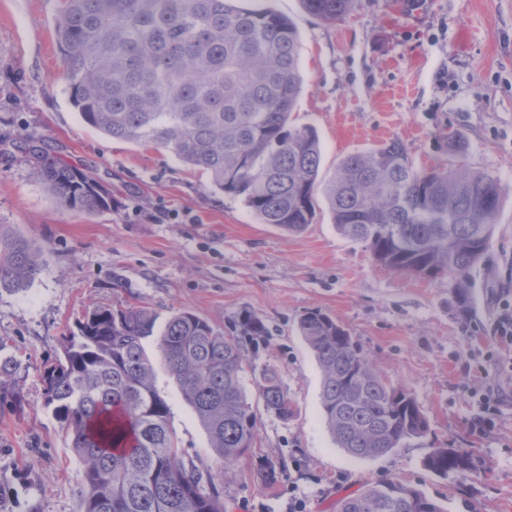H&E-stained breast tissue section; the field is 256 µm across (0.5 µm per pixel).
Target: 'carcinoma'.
Listing matches in <instances>:
<instances>
[{"mask_svg":"<svg viewBox=\"0 0 512 512\" xmlns=\"http://www.w3.org/2000/svg\"><path fill=\"white\" fill-rule=\"evenodd\" d=\"M358 0H302L332 24ZM57 32L72 104L87 125L115 140L152 146L202 171L211 187L243 198L259 223L300 233L322 194L337 231L365 244L374 260L419 277L448 275L459 303L485 257L502 205L498 179L464 166L414 167L391 141L345 157L321 177L312 126L291 127L301 90L299 33L271 8L232 0H62ZM34 175L65 207L112 206L92 175L43 156ZM33 245L0 232V291L21 292L39 275ZM146 304L96 308L44 366V405L64 424L83 463L81 512H224L223 476L253 447L257 414L248 401L246 350L265 334L253 315L226 336L190 311L163 328ZM299 332L322 375L320 406L337 447L375 459L427 435L416 398L388 382L348 330L310 311ZM155 341L168 373L204 427L220 469L179 448L145 344ZM22 363L0 355V389ZM263 409L286 422L296 408L277 369L263 366ZM425 466L445 477L476 475L473 453L435 448ZM338 512H445L423 492L386 480L342 499Z\"/></svg>","mask_w":512,"mask_h":512,"instance_id":"carcinoma-1","label":"carcinoma"}]
</instances>
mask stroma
I'll return each instance as SVG.
<instances>
[{"mask_svg": "<svg viewBox=\"0 0 512 512\" xmlns=\"http://www.w3.org/2000/svg\"><path fill=\"white\" fill-rule=\"evenodd\" d=\"M259 3L298 29L302 90L291 122L317 130L323 177L346 156L396 140L417 168L461 163L498 179L502 206L470 274L468 306L447 276L377 264L337 233L326 202L289 234L257 223L241 198L212 190L169 153L88 127L63 78L60 0H0V230L30 240L41 262L27 291L0 292V337L24 364L14 386L21 407L0 396V512H80L83 464L43 405L41 373L89 311L139 302L163 319L191 311L230 335L245 312L266 327L248 356L278 370L297 415L260 413L255 447L224 476L226 512H337L340 499L386 479L445 512H512V344L495 332L498 304L512 296V0H418L405 12L359 0L333 24L301 0H240ZM451 130L465 138L455 156ZM29 143L106 184L111 210L61 205L33 176ZM316 309L413 394L426 437L376 459L336 447L321 414V370L298 330ZM156 387L181 449L214 465L175 380L159 372ZM483 387L502 396L489 427L473 395ZM450 444L474 449L478 479L425 467L431 449ZM270 463L268 485L260 473Z\"/></svg>", "mask_w": 512, "mask_h": 512, "instance_id": "stroma-1", "label": "stroma"}]
</instances>
